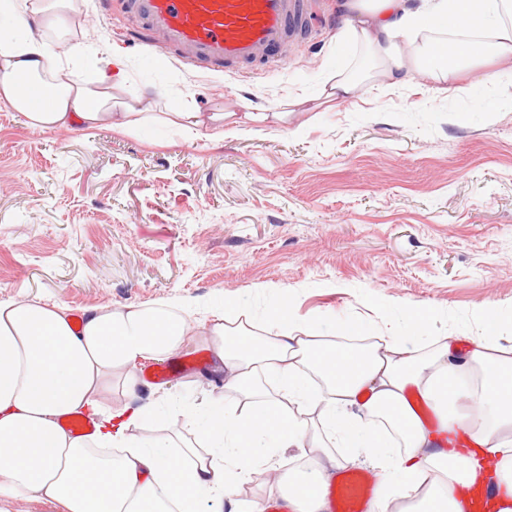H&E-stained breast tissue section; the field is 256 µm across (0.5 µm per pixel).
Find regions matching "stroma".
<instances>
[{"label": "stroma", "instance_id": "stroma-1", "mask_svg": "<svg viewBox=\"0 0 512 512\" xmlns=\"http://www.w3.org/2000/svg\"><path fill=\"white\" fill-rule=\"evenodd\" d=\"M70 38L122 53L130 94L153 111L274 109L315 96L361 51L338 43L349 20L336 0H312L305 36L277 68L240 75L148 53L131 40L118 0H76ZM343 342L342 326L377 334V307L426 352L448 330L478 329L493 306L512 336V82L468 94L416 85L366 93L282 126L185 141L148 125L37 131L0 104V301L94 309L179 304L205 316L237 302L267 317L281 298ZM433 320L414 326L405 309ZM193 345L188 371L137 379L114 400L203 411L209 365Z\"/></svg>", "mask_w": 512, "mask_h": 512}]
</instances>
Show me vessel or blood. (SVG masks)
<instances>
[{
	"mask_svg": "<svg viewBox=\"0 0 512 512\" xmlns=\"http://www.w3.org/2000/svg\"><path fill=\"white\" fill-rule=\"evenodd\" d=\"M122 6L133 38L148 46L161 38L183 61L212 68L278 64L311 16L308 0H123ZM325 493L326 512H367L377 481L346 472Z\"/></svg>",
	"mask_w": 512,
	"mask_h": 512,
	"instance_id": "1",
	"label": "vessel or blood"
}]
</instances>
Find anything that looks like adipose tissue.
I'll return each mask as SVG.
<instances>
[{"label": "adipose tissue", "instance_id": "obj_1", "mask_svg": "<svg viewBox=\"0 0 512 512\" xmlns=\"http://www.w3.org/2000/svg\"><path fill=\"white\" fill-rule=\"evenodd\" d=\"M71 0H0V103L38 131L102 126L129 133L147 125L184 139L220 142L225 128L280 125L294 112L330 111L353 101L362 83L386 90L421 72L437 93L457 91L460 76L490 84L512 78V0H336L352 20L344 36L364 53L362 66L328 76L315 97L294 96L272 112H164L125 104L123 78L111 72L117 48L69 50L61 67L44 38L48 19L63 20ZM94 54V78L78 60ZM267 334L215 311L194 318L174 304L93 310L74 318L61 304L0 301V503L42 499L65 512H199L200 499L222 512H264L278 496L295 512H324L322 487L343 464L368 458L386 489L370 512H466L469 490L492 486L488 512H512V337L503 338L492 308L462 363L456 336L428 353L409 349L400 325L382 318L369 355L326 340L298 318L288 300ZM204 344L235 394L212 406L202 434L194 414L181 428L144 440L151 410L109 407L115 383L132 390L138 362ZM276 375L280 390L259 378ZM99 417L94 434L63 428L72 414ZM404 447L388 453L390 444ZM297 448L304 466L283 470Z\"/></svg>", "mask_w": 512, "mask_h": 512}]
</instances>
